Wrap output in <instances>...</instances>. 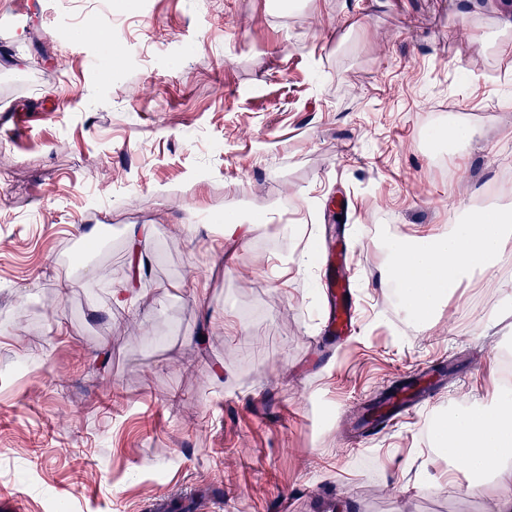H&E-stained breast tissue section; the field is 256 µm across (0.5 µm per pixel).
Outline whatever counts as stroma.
<instances>
[{"label": "stroma", "instance_id": "35a3bbf8", "mask_svg": "<svg viewBox=\"0 0 512 512\" xmlns=\"http://www.w3.org/2000/svg\"><path fill=\"white\" fill-rule=\"evenodd\" d=\"M504 10L0 0V114L24 127L0 139V494L19 512H181L194 489L221 512H491L512 495L445 483L433 426L501 395L512 246L421 333L385 280L392 242L512 209L488 192L512 169ZM441 124L475 135L437 144ZM131 224L154 234L119 307ZM324 227L355 251L340 350L316 340ZM443 361L428 408L349 443L346 408Z\"/></svg>", "mask_w": 512, "mask_h": 512}]
</instances>
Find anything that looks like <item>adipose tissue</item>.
Here are the masks:
<instances>
[{"label":"adipose tissue","instance_id":"adipose-tissue-1","mask_svg":"<svg viewBox=\"0 0 512 512\" xmlns=\"http://www.w3.org/2000/svg\"><path fill=\"white\" fill-rule=\"evenodd\" d=\"M512 242V219L461 224L451 232L429 233L392 249L388 279L405 307L425 313L455 292L461 282L485 270ZM448 438L449 471L464 470L478 478L496 472L512 481L503 467L512 456V402L492 410L470 405L457 407L450 419L439 422Z\"/></svg>","mask_w":512,"mask_h":512}]
</instances>
